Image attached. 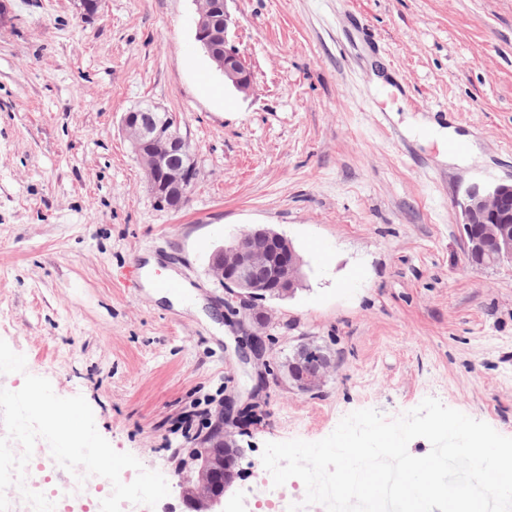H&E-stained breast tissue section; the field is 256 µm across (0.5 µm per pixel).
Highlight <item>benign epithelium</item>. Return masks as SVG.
I'll return each instance as SVG.
<instances>
[{
    "label": "benign epithelium",
    "mask_w": 512,
    "mask_h": 512,
    "mask_svg": "<svg viewBox=\"0 0 512 512\" xmlns=\"http://www.w3.org/2000/svg\"><path fill=\"white\" fill-rule=\"evenodd\" d=\"M231 24L227 0H212L209 10H198L195 40L236 89L248 92L253 76L228 38ZM121 126L144 167L156 204L174 211L186 206L195 186V155L173 116L155 107L136 108L123 114ZM464 214L462 227L471 263L512 264V183L470 187ZM303 266L292 242L262 225L240 232L211 255L210 272L238 302L229 305L236 321L249 328L239 354L242 361L263 358L265 330L272 321V309L264 301L294 295L302 285ZM336 369L328 346L301 336L285 366L277 368L273 382L312 393ZM222 420L211 444L195 449L177 471L176 487L190 512H223L224 497L234 483L232 469L244 456L234 430L235 418L226 411Z\"/></svg>",
    "instance_id": "obj_1"
}]
</instances>
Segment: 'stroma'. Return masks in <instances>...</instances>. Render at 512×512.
Here are the masks:
<instances>
[{
	"mask_svg": "<svg viewBox=\"0 0 512 512\" xmlns=\"http://www.w3.org/2000/svg\"><path fill=\"white\" fill-rule=\"evenodd\" d=\"M252 91L225 84L194 39L196 0H0V339L25 375L82 395L98 432L172 490L176 463L239 410L245 450L227 512H249L269 442H314L342 418L393 419L434 397L512 437V265L467 261L461 203L512 182V0H228ZM176 115L197 162L188 205L160 208L120 129ZM432 120L471 137L444 160ZM255 225L308 262L272 301L262 362L209 271ZM202 313L158 300L147 257ZM308 336L334 351L326 385L260 387Z\"/></svg>",
	"mask_w": 512,
	"mask_h": 512,
	"instance_id": "35a3bbf8",
	"label": "stroma"
}]
</instances>
